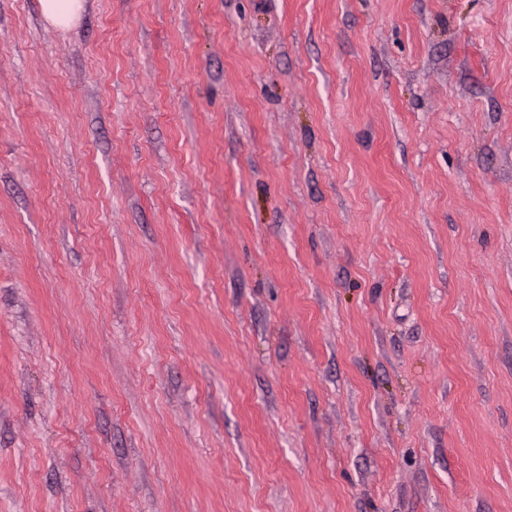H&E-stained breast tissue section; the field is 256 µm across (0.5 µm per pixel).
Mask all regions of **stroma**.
<instances>
[{
    "label": "stroma",
    "instance_id": "35a3bbf8",
    "mask_svg": "<svg viewBox=\"0 0 512 512\" xmlns=\"http://www.w3.org/2000/svg\"><path fill=\"white\" fill-rule=\"evenodd\" d=\"M0 512H512V0H0ZM83 0H41L45 19L54 25L67 26L83 9Z\"/></svg>",
    "mask_w": 512,
    "mask_h": 512
}]
</instances>
